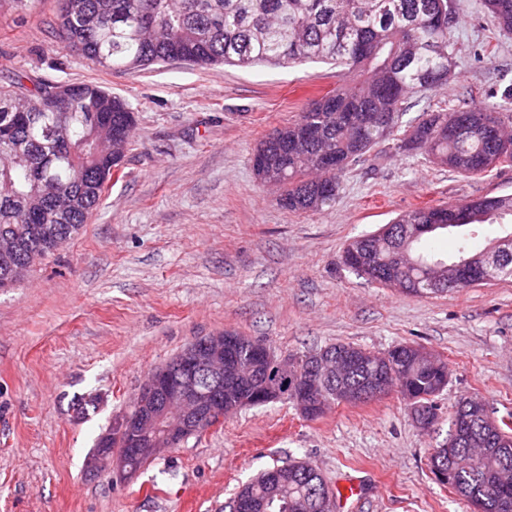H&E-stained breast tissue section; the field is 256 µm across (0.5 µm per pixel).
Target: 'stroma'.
Returning <instances> with one entry per match:
<instances>
[{"label":"stroma","instance_id":"35a3bbf8","mask_svg":"<svg viewBox=\"0 0 512 512\" xmlns=\"http://www.w3.org/2000/svg\"><path fill=\"white\" fill-rule=\"evenodd\" d=\"M452 2L456 76L413 95L404 122L512 85V34L484 0ZM55 12L56 0L22 12L0 0V83L91 82L124 99L136 126L88 224L0 289V512H224L259 471L291 460L320 471L335 512H471L429 458L459 398L512 422V281L413 297L357 276L343 251L414 207L512 194V164L467 177L389 141L345 170L332 208L294 214L257 179L253 155L335 89L334 66L95 68L61 47ZM222 330L280 354L420 345L448 365L438 423L422 431L394 390L314 420L277 400L226 416L129 480L88 474L97 438L148 374ZM351 480L361 492L343 498Z\"/></svg>","mask_w":512,"mask_h":512}]
</instances>
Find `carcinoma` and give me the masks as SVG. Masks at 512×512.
Segmentation results:
<instances>
[{
  "mask_svg": "<svg viewBox=\"0 0 512 512\" xmlns=\"http://www.w3.org/2000/svg\"><path fill=\"white\" fill-rule=\"evenodd\" d=\"M500 29L512 33V0H485ZM457 14L451 0H57L55 33L62 47L104 69L142 70L165 61L199 66L253 67L327 62L339 68L333 92L312 101L288 124L274 129L257 148L263 161L254 169L263 182L282 186L280 205L290 212H317L336 203L348 165L386 141L413 154L424 151L436 163L464 175H481L511 162L489 128L502 125L512 108V88L501 100L450 112L432 110L407 127V99L451 80L448 60L458 49L451 40ZM54 82L34 88L15 79L0 84V233L24 250L25 272L54 254L55 243L77 234L100 205L135 127L128 103L95 84L73 85L75 96L47 107ZM397 224H462L458 254L437 257L426 237L414 243L422 261L457 265L477 256L474 229L488 223L512 226V194L470 199L455 212L423 206L395 219ZM364 238L351 241L343 262L383 286L408 273L383 251L376 264L385 279L350 262ZM512 278V254L485 282L450 280L442 288L416 276V297ZM419 346L399 344L374 355L395 375L396 389L417 405L437 409L435 397L448 384L447 363L420 367ZM437 481L467 502L471 512H512V439L503 426L476 418L466 436L448 438L431 455ZM285 479L274 505L288 512H322L331 489L307 461L261 472L236 498L260 500L273 474Z\"/></svg>",
  "mask_w": 512,
  "mask_h": 512,
  "instance_id": "cac0c4a2",
  "label": "carcinoma"
}]
</instances>
